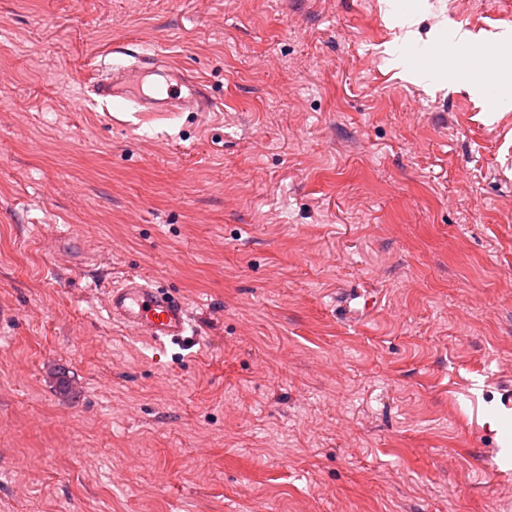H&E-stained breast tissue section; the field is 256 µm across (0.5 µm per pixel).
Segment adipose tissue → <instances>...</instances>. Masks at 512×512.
<instances>
[{"label": "adipose tissue", "mask_w": 512, "mask_h": 512, "mask_svg": "<svg viewBox=\"0 0 512 512\" xmlns=\"http://www.w3.org/2000/svg\"><path fill=\"white\" fill-rule=\"evenodd\" d=\"M418 0H387L392 22L400 34L394 47L401 57L410 59V70L416 82L435 83L448 77V44L456 42L465 46L473 41L470 31L460 28L447 32L434 30L428 39L418 37L415 15Z\"/></svg>", "instance_id": "obj_1"}]
</instances>
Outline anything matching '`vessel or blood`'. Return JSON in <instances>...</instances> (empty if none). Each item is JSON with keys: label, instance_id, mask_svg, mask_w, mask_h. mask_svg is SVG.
I'll use <instances>...</instances> for the list:
<instances>
[{"label": "vessel or blood", "instance_id": "1", "mask_svg": "<svg viewBox=\"0 0 512 512\" xmlns=\"http://www.w3.org/2000/svg\"><path fill=\"white\" fill-rule=\"evenodd\" d=\"M90 91L106 103L129 101L140 113L194 109L207 100L203 82L144 53L138 54L134 66L100 76ZM105 304L114 321L156 340H183L191 329L190 314L176 294L135 275L107 289Z\"/></svg>", "mask_w": 512, "mask_h": 512}]
</instances>
